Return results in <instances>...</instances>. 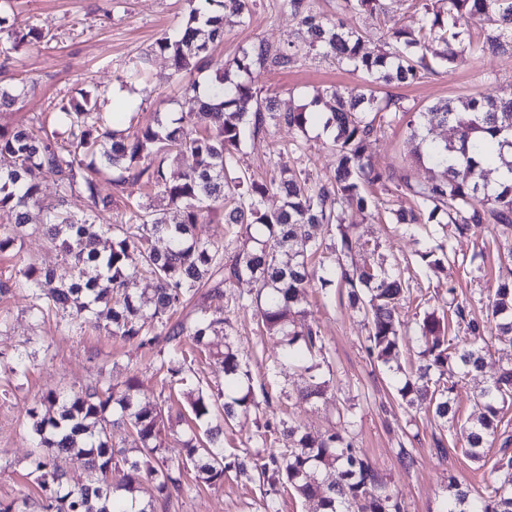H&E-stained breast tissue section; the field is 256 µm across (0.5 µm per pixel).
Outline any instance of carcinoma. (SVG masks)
Instances as JSON below:
<instances>
[{
    "instance_id": "cac0c4a2",
    "label": "carcinoma",
    "mask_w": 512,
    "mask_h": 512,
    "mask_svg": "<svg viewBox=\"0 0 512 512\" xmlns=\"http://www.w3.org/2000/svg\"><path fill=\"white\" fill-rule=\"evenodd\" d=\"M252 2L202 0V6L173 32L157 39L156 52L169 59L178 76L201 72L209 64L211 45L224 35V11L245 18ZM415 2L412 23H393L372 47L363 34L318 13L313 0H283V7L305 28V42L281 48L260 41L242 50L224 62V74L208 94L200 93L198 82L188 83L186 91L196 98L197 111L173 126L148 124L124 137L107 126L102 113L71 101L59 106L68 136L65 145L58 143L56 132L44 128L39 133L0 128V157L12 160L9 169L0 170V209H9L14 219L13 227L0 228V253L15 246L30 209L36 207L42 213L43 234L76 271L71 282L55 285L50 273L24 263L15 276L0 281V295L25 292L30 310L42 318L53 308L69 312L58 322L63 331L101 326L114 338L157 350L156 373L170 387L187 381L198 352H208L227 377L225 392L200 386L183 390L191 418H180L187 425L186 439L180 441L186 453L177 466L165 456L170 415L164 405L141 399L138 378H128L120 389L99 380L65 395L45 392L42 401L57 410L34 423L32 465L45 477L41 512H153L154 502H167L202 483L220 484L229 471L266 486L262 512H276L275 497L288 490L317 501L321 512H403L401 502L355 448L345 428L321 434L298 425L284 423L278 429L266 424L262 444L279 440L281 448L256 461L245 456L228 462L221 425L209 426L202 434L196 425L213 418L218 408L229 424L259 406L252 385L245 384L247 362L229 339L224 318V288L235 280L246 278L254 284L256 293L245 305L254 308L265 335L279 338L281 358L308 375L298 393L301 401L321 398L328 389V382L315 374L314 356L324 351L320 331L304 320L306 288L312 282L326 292L346 290L349 302L367 320V349L377 361L388 364L406 340L408 331L398 306L410 293L408 282L382 266L367 272L348 264L352 235L340 213L346 201L366 208L365 188L386 180L367 155L377 124L385 119L412 127L420 141L418 160L437 170L425 181L401 179L400 192L411 198L412 206L390 210L395 223L431 224L442 211L461 234L492 223L504 237L512 236V181L495 178L501 166L512 172V99L450 100L413 112L399 97L375 89L379 83H418L446 70L460 47L474 55L512 54V0ZM376 9H384L383 0L338 4L341 12ZM474 21L485 23L488 30L467 40ZM8 38L17 48L40 43L45 35L32 27ZM426 39L438 45L429 58L417 53ZM314 53L347 64L367 82L351 91L327 87L310 102H336L335 111L323 113L324 128L333 134L336 146L334 175L313 182L306 172L283 163L268 182L246 176L237 168V156L247 134L259 131L269 119L303 131L318 116L308 110L310 105L275 112L274 99L259 94L254 73L288 70ZM435 124L452 125L454 139L442 144L428 140L425 131ZM490 148L501 166L489 165ZM174 150L191 153L194 166L168 174L167 160ZM87 158L125 172L113 180L115 189H123L129 180L141 181L162 205L129 199L124 223H99V214L112 206V196L102 195L91 177L77 181L76 169ZM35 170L57 177L56 203L43 204L39 184L28 179ZM78 184L87 209L74 212L67 202ZM272 190L280 196L275 209L266 206ZM216 212L221 214L224 234L241 241L229 259L220 242L196 234V225ZM318 226L325 227L326 237L318 236ZM106 234L112 243L102 251L99 242ZM157 238L166 239L165 249L153 245ZM134 253L140 257L137 268L130 265ZM417 256L435 274L452 253L441 242ZM202 289L213 305L189 321L171 322ZM101 307L109 318L104 326L97 321ZM492 315L498 318V336H511L512 282L496 288ZM220 331L224 348L213 351L209 337ZM414 340L420 362L404 377L398 392L406 405L424 406L445 424L456 415L451 398L454 378L482 371L490 342L459 303L450 315L423 311ZM3 368L16 377L26 375V353L15 350ZM511 403L512 359L477 394L476 419L462 425L465 452L474 461H481L485 448L501 438L500 456L493 465L498 476L476 497L450 483L446 512H512V435L504 426ZM121 425L133 431L139 446L114 449L112 428ZM64 454L86 462L87 482L77 489L66 488L64 475L56 468L57 457Z\"/></svg>"
}]
</instances>
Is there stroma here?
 Returning a JSON list of instances; mask_svg holds the SVG:
<instances>
[{
  "instance_id": "obj_1",
  "label": "stroma",
  "mask_w": 512,
  "mask_h": 512,
  "mask_svg": "<svg viewBox=\"0 0 512 512\" xmlns=\"http://www.w3.org/2000/svg\"><path fill=\"white\" fill-rule=\"evenodd\" d=\"M198 5V0H0V17L7 26H33L50 35L49 42L17 51L0 40V55L9 56L0 84L31 87L14 107L0 112V127L50 121L61 103L85 95L120 130L195 110L194 100L182 90L184 77L174 75L169 61L154 54L153 48L163 33L176 28ZM304 37L303 28L282 8L281 0H254L247 21L225 14L224 38L214 44L213 65L199 79H215L225 60L258 41L285 47L302 43ZM146 54L151 55L152 63L143 78L123 83L125 72ZM255 84L261 96L275 97L284 112L308 103L317 90L330 85L357 88L361 78L333 58L312 55L291 69L261 73ZM396 93L409 108L458 97L510 99L512 55L463 52L450 70L397 88ZM297 139L304 142V152L289 153L290 144ZM417 148V139L402 122L382 124L372 139L368 149L371 162L390 180L366 188L370 198L367 210L353 203L344 207V221L354 234L352 260L360 266L375 265L381 258L398 264L411 284L421 286L426 307L445 310L456 301L466 305L470 318L484 329H494L486 308L487 295L498 282L512 279V265L498 258L504 239L496 226L486 224L477 234L452 237L455 261L429 278L419 266L417 253L430 244L437 225H427L413 234L388 221V208L399 201L396 180L403 176L422 180L429 175L427 167L415 161ZM283 161L306 169L313 180L321 181L335 167L336 151L319 123L308 125L302 133L270 123L247 136L238 155L239 167L259 180L276 176ZM39 224V214H32L15 248L0 253V278L14 274L25 259L52 271L56 279H71L73 269L48 244ZM251 289L246 279L231 283L224 291V315L249 364L254 389L268 392L270 402L225 426V455L254 451L265 423L293 420L323 432L338 427L340 416L348 410L353 414L358 450L398 496L404 512H443L452 479L475 495L492 483L498 445L486 448L484 461H473L464 453L455 426H441L427 410L402 407L394 385L415 368L416 346L403 345L390 365L374 361L367 352L364 317L341 290H333L327 300L319 288L309 290L307 319L318 325L326 346L318 373L328 380L329 392L322 399L296 402L294 396L304 386L305 375L297 367L278 362L276 340L259 335L251 310L241 308L240 296ZM0 317L7 320L6 329L0 330V352L12 353L22 344L29 353L25 378L10 382L0 372L1 503H18L24 495L39 493L40 477L30 467L29 454L35 443L28 410L38 405L42 393H67L102 375L119 383L134 374L142 382V398L168 402L172 414L183 412V401L169 400L168 385L155 374L156 355L138 342H124L91 329L72 335L60 332L55 314L34 318L27 300L19 295L0 297ZM510 353L511 344L495 343L483 370L460 378L453 394L457 424L471 418L475 394L498 373L502 359ZM439 438L444 441L440 448L435 445ZM403 447L414 457L408 468L398 458ZM264 493L257 482L230 472L219 485L191 491L168 504L157 502L155 512H257Z\"/></svg>"
}]
</instances>
